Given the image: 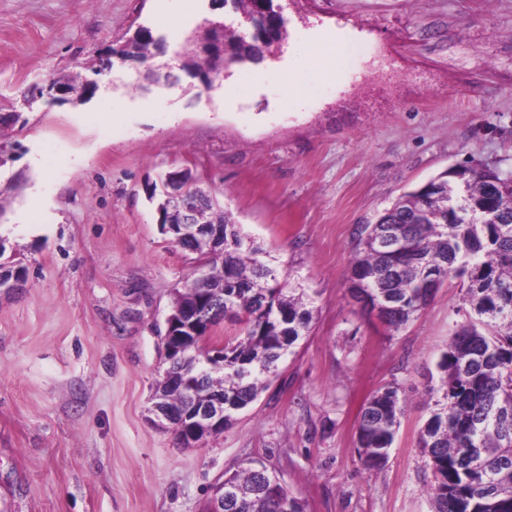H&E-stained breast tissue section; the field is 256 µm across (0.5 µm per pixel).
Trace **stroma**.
<instances>
[{
    "label": "stroma",
    "instance_id": "35a3bbf8",
    "mask_svg": "<svg viewBox=\"0 0 512 512\" xmlns=\"http://www.w3.org/2000/svg\"><path fill=\"white\" fill-rule=\"evenodd\" d=\"M286 37L204 88H135L143 63L111 50L141 27L177 65L219 0H0V241L28 269L0 293V512H202L212 486L259 459L306 512H429L418 447L464 290L451 279L400 328L348 288L361 225L454 165L512 169V0H272ZM350 46L318 77L313 46ZM63 74L85 102L23 106ZM296 91H289V80ZM190 169L278 273L314 299L311 329L231 427L180 447L149 412L157 334L197 263L161 233L167 172ZM406 401L386 464L363 465L365 400Z\"/></svg>",
    "mask_w": 512,
    "mask_h": 512
}]
</instances>
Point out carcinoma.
Here are the masks:
<instances>
[{
	"label": "carcinoma",
	"instance_id": "carcinoma-1",
	"mask_svg": "<svg viewBox=\"0 0 512 512\" xmlns=\"http://www.w3.org/2000/svg\"><path fill=\"white\" fill-rule=\"evenodd\" d=\"M285 28L262 41H246L224 32L229 51L216 62L187 52L189 72L224 73L231 65L265 60ZM120 57L144 62L160 55L149 38L132 36ZM65 88L68 102L81 103L88 82L64 76L53 86ZM190 196L206 199L199 224L224 231V250L179 246L209 267L205 279H189L174 292L172 306L192 302L205 288L224 283V308L201 306L210 324L222 320L243 325L242 335L189 348L182 369L186 389L171 388L160 374L151 401L178 402L189 394L200 401L224 398V427L254 402L310 330L314 307L303 288L279 283L266 252L246 237L232 217L196 184ZM352 273L359 279L355 297L379 309L380 317L399 328L422 311L451 278L466 283L460 311L466 317L450 335L438 363L434 410L419 432L418 447L428 458L432 480L426 493L431 512H512V171L496 170L494 181L473 168L444 172L403 194L374 224L359 232ZM218 351L224 366L212 363ZM404 413L399 388L372 394L360 412L357 449L363 463L381 467ZM224 496V512H305L302 500L261 462L250 460L217 483L213 497Z\"/></svg>",
	"mask_w": 512,
	"mask_h": 512
}]
</instances>
